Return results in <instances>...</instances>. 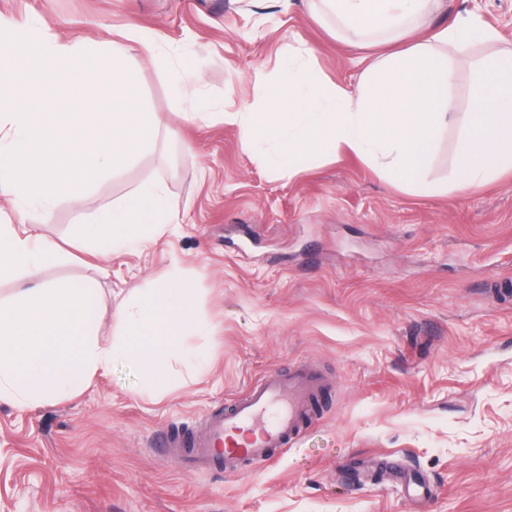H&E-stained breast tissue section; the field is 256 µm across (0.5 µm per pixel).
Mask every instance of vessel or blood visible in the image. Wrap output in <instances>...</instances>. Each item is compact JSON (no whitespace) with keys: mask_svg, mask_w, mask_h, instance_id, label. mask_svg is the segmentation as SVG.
Segmentation results:
<instances>
[{"mask_svg":"<svg viewBox=\"0 0 512 512\" xmlns=\"http://www.w3.org/2000/svg\"><path fill=\"white\" fill-rule=\"evenodd\" d=\"M322 391L321 376L309 365L258 380L228 409L203 415L201 433L171 438L166 456L202 473L269 465L297 437Z\"/></svg>","mask_w":512,"mask_h":512,"instance_id":"obj_1","label":"vessel or blood"}]
</instances>
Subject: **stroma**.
<instances>
[{"label":"stroma","mask_w":512,"mask_h":512,"mask_svg":"<svg viewBox=\"0 0 512 512\" xmlns=\"http://www.w3.org/2000/svg\"><path fill=\"white\" fill-rule=\"evenodd\" d=\"M499 35L457 60L452 94L471 106L473 64L512 48V0H440L429 35L462 11ZM0 15L64 43L94 46L133 21L152 29L169 67L137 63L156 145L60 202L55 240L78 214L163 181L180 221L112 259L47 261V281L93 283L98 337L120 328L124 289L180 276L212 333L188 342L204 377L175 364L172 389L143 394V373L117 359L79 395L19 410L0 403V512H512V173L442 194L460 142L441 133L413 193L352 154L272 170L244 152L236 125L185 121L169 69L196 67L199 95L233 111L257 104L286 51L341 86L374 51L349 49L329 16L276 0H0ZM307 363L321 403L272 465L228 476L190 473L164 455L172 432L229 407L249 385Z\"/></svg>","instance_id":"obj_1"}]
</instances>
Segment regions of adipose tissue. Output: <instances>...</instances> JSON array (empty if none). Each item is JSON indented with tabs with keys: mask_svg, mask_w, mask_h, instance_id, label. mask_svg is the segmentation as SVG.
Returning <instances> with one entry per match:
<instances>
[{
	"mask_svg": "<svg viewBox=\"0 0 512 512\" xmlns=\"http://www.w3.org/2000/svg\"><path fill=\"white\" fill-rule=\"evenodd\" d=\"M319 2L353 49L375 46L378 54L347 87L324 83L308 62L287 58V79L257 108L223 115L237 124L243 151L273 144L263 162L274 169L301 156L352 153L386 177L420 187L441 131L457 125L462 146L452 190L512 172V52L476 65L466 116L450 96L456 55L475 39L496 36L478 16L457 18L420 41L418 21L437 0ZM0 35L9 38L0 45V189L13 193L19 218L0 224V278L24 276L16 299L0 305V403L23 410L73 397L121 357L144 368L154 395L171 387V358L203 374L204 359L181 346L194 328L191 288L163 285L148 295L130 289L116 313L120 340L101 341L95 288L43 281L42 262L62 249L24 221L29 208L48 217L61 201L83 198L155 145L160 127L139 96L134 60L160 62L165 50L135 23L98 49L59 43L43 28L3 16ZM179 219L165 184L155 181L83 222L106 258L154 240Z\"/></svg>",
	"mask_w": 512,
	"mask_h": 512,
	"instance_id": "ef3b65f1",
	"label": "adipose tissue"
}]
</instances>
